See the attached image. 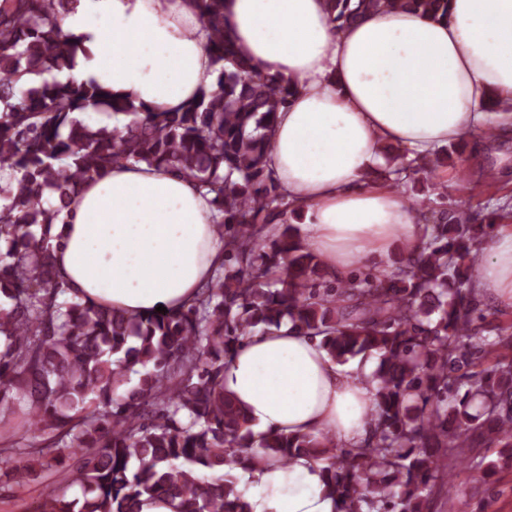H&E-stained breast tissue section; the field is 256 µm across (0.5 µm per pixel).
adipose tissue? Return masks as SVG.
Listing matches in <instances>:
<instances>
[{"mask_svg":"<svg viewBox=\"0 0 512 512\" xmlns=\"http://www.w3.org/2000/svg\"><path fill=\"white\" fill-rule=\"evenodd\" d=\"M447 19L412 9L367 13L344 28L324 0H225L224 17L257 72L296 92L271 132L268 164L306 222L302 243L336 277L363 259L382 274L395 241L423 230L388 185L365 183L391 142L418 153L477 133L500 136L512 103V0H450ZM59 23L84 50L72 77L174 111L217 88L219 67L195 0H78ZM211 197L144 163L84 183L55 224L56 272L71 295L130 314L191 304L224 259ZM478 296L512 307V225L485 237ZM369 366L333 363L293 327L251 336L229 362L224 392L260 433L331 436L352 448L369 435ZM322 461L257 460L244 471L250 512H339Z\"/></svg>","mask_w":512,"mask_h":512,"instance_id":"1","label":"adipose tissue"}]
</instances>
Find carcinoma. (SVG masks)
Masks as SVG:
<instances>
[{
	"label": "carcinoma",
	"mask_w": 512,
	"mask_h": 512,
	"mask_svg": "<svg viewBox=\"0 0 512 512\" xmlns=\"http://www.w3.org/2000/svg\"><path fill=\"white\" fill-rule=\"evenodd\" d=\"M70 0H0V470L24 487L62 466L34 512H250L236 471L259 457L327 463L339 512H432L458 468L512 464V319L473 281L483 225L465 215L426 225L421 244L360 284L331 280L276 220L290 203L267 165L276 113L294 93L261 76L224 25V0H197L218 88L181 112H154L92 83L28 76L70 69L79 40L58 23ZM342 28L367 12L411 8L448 17V0H326ZM88 108L133 114L93 127ZM459 153L395 154L367 174L408 190ZM190 178L222 218L226 263L177 311L124 314L66 296L53 223L79 187L120 163ZM280 287H268L267 276ZM289 318L342 364L377 353L373 428L364 444L255 435L224 394L239 344ZM477 448L498 449L489 463Z\"/></svg>",
	"instance_id": "carcinoma-1"
}]
</instances>
